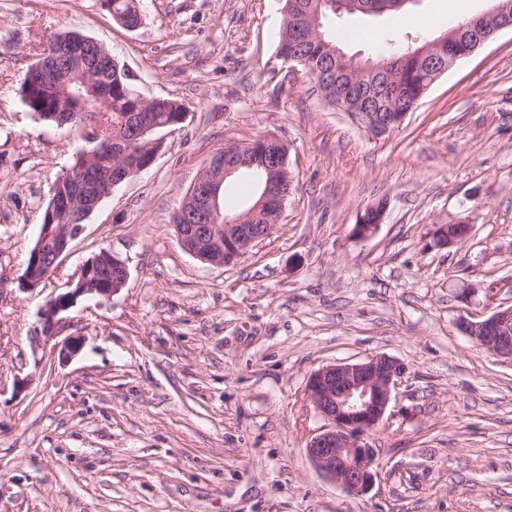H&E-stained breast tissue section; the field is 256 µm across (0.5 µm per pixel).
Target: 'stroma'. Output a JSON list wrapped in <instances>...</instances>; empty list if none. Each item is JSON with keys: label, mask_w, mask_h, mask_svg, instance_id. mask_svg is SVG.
<instances>
[{"label": "stroma", "mask_w": 512, "mask_h": 512, "mask_svg": "<svg viewBox=\"0 0 512 512\" xmlns=\"http://www.w3.org/2000/svg\"><path fill=\"white\" fill-rule=\"evenodd\" d=\"M489 0H420L328 31L350 56L387 32L435 37ZM283 0H140L122 28L103 0H0V512H512V364L458 333L512 301V30L457 61L389 134L328 105L278 52ZM103 42L146 97L185 120L86 220L50 281L21 289L54 180L81 126L29 112L20 78L39 38ZM288 145L280 224L235 265L181 249L171 218L212 156ZM384 202L371 236H354ZM468 217L472 237L436 242ZM125 260V286L46 334L48 296L86 259ZM81 342L61 360L65 338ZM406 382L374 435L378 477L352 496L310 463L325 421L311 374L375 354Z\"/></svg>", "instance_id": "stroma-1"}]
</instances>
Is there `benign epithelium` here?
Listing matches in <instances>:
<instances>
[{
  "label": "benign epithelium",
  "instance_id": "obj_1",
  "mask_svg": "<svg viewBox=\"0 0 512 512\" xmlns=\"http://www.w3.org/2000/svg\"><path fill=\"white\" fill-rule=\"evenodd\" d=\"M416 0H342L340 9L360 10L377 15L388 9L398 8ZM512 29V0H496L485 13L471 18L441 36L427 42L409 56L423 66L430 77L436 79L447 66L453 65L480 48L502 29ZM116 60L99 41L78 33L64 34L46 57L37 59L29 73V81L49 91H56L71 84L78 90L91 93L112 74ZM365 68L349 63V81L338 92L337 106L348 110L360 96L362 89L357 80ZM373 89L379 93L398 91L393 62L387 60L372 69ZM150 100L138 96L130 100L127 110L133 113V124L143 135L156 124L143 119L139 111ZM407 113L393 112L376 120L371 114H362L361 121L370 127V133L382 136L400 127ZM272 161L287 162L288 148L278 138L267 136L257 140ZM112 161L101 162L95 170L90 165H78L66 174L73 185L71 195L51 197L49 213L65 210L70 217L68 224H50L39 233L33 265L28 274L20 279V287L34 289L46 278L43 270L58 269L69 251L72 240L82 230V224L100 205L105 195L100 193V183L108 180L106 171ZM253 166L249 154L235 146L211 158L189 188L179 216L189 213L194 224L176 227L181 248L196 259L218 267L233 264L253 247L266 239L275 229L273 224H244L240 219L223 218L219 193L224 180L233 173ZM289 190L268 180L263 200L270 202L277 214H282ZM383 214H374L371 208L360 214L354 233L360 238L371 235L381 223ZM473 225L466 218L451 224H441L436 230L437 239L443 245L466 240ZM100 256L82 263L72 280L76 287L59 294L45 304L43 319L45 331L53 332L57 315L71 307L82 296L110 297L125 282L124 272L112 279V287L96 288L91 275ZM458 331L489 353L512 361V304L499 305L485 318L471 319L461 316L456 322ZM408 369L400 360L376 354L364 360L335 362L320 367L310 376L307 394L315 411L327 424L316 432L306 446L311 463L326 478L351 495H361L374 484L377 476L378 449L372 445L376 429L385 421L393 394L402 385Z\"/></svg>",
  "mask_w": 512,
  "mask_h": 512
}]
</instances>
